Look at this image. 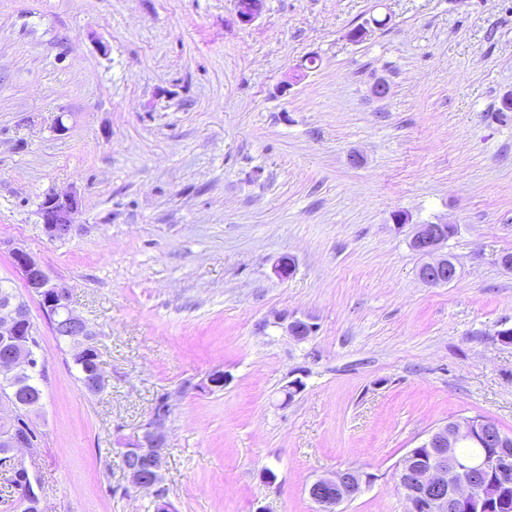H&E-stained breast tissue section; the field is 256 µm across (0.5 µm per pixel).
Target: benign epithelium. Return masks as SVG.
<instances>
[{
  "mask_svg": "<svg viewBox=\"0 0 512 512\" xmlns=\"http://www.w3.org/2000/svg\"><path fill=\"white\" fill-rule=\"evenodd\" d=\"M264 0H236L237 17L250 23L263 10ZM81 209V197L74 191L47 194L38 208L45 234L50 241L68 238ZM456 230L443 222L415 224L411 231L412 249L426 258L418 270L426 284L446 286L458 277L456 263L442 253L443 246ZM0 250L8 252L14 267L20 272L29 296L38 299L48 323L58 336H76L81 343L74 354L84 350L82 340L92 335L86 322L72 307L67 285L52 278L42 262L22 244L0 239ZM281 329L296 341H304L316 331L308 318L276 314L262 323ZM34 326L28 315L25 300L15 293H0V336H33ZM40 367L36 349L21 343L9 342L0 346V374L15 377L31 373ZM306 371L295 369L288 374L283 388L282 404L287 405L305 389ZM226 375L222 369L210 371L192 385L198 392L224 388ZM0 404L8 407L16 420L0 432V443L8 451L0 462L9 463L0 475L27 481L35 496L31 507L41 508V489L36 471L19 456L23 448H33L38 437L31 434L32 414L40 411L41 399L21 401L5 397ZM168 407L157 406L142 425L137 438L125 443L134 463L125 469L129 487L148 489L160 507H168L169 499L162 485V470L166 460L169 436L165 429ZM469 440L485 448L476 460L459 457L455 448ZM512 472V436L503 433L491 420L475 416L451 420L430 431L420 445L410 449L399 463V485L406 503V512H512V485L499 480ZM373 476L356 468H345L316 479L308 488L310 498L319 512H336L344 500L359 494Z\"/></svg>",
  "mask_w": 512,
  "mask_h": 512,
  "instance_id": "7a95c632",
  "label": "benign epithelium"
}]
</instances>
